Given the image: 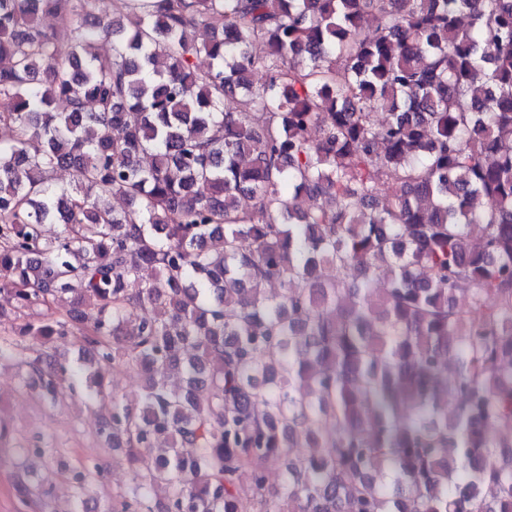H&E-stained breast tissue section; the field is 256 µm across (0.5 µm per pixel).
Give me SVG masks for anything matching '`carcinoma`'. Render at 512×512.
Wrapping results in <instances>:
<instances>
[{
  "instance_id": "carcinoma-1",
  "label": "carcinoma",
  "mask_w": 512,
  "mask_h": 512,
  "mask_svg": "<svg viewBox=\"0 0 512 512\" xmlns=\"http://www.w3.org/2000/svg\"><path fill=\"white\" fill-rule=\"evenodd\" d=\"M101 2L0 0V362L142 374L112 512H512V0ZM50 351L56 358L67 365L84 364L89 367L88 361L82 359L77 342L74 338H68L65 341H55L50 344Z\"/></svg>"
}]
</instances>
